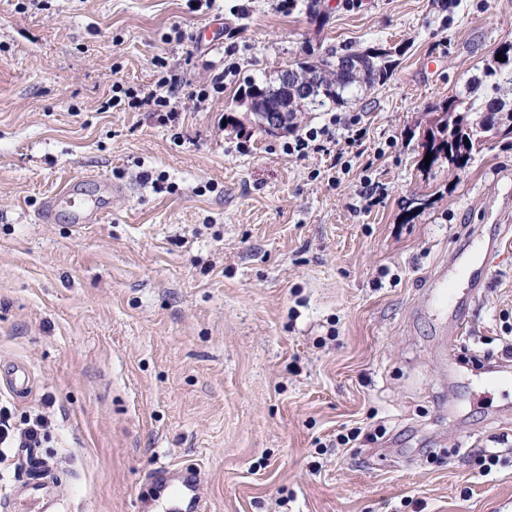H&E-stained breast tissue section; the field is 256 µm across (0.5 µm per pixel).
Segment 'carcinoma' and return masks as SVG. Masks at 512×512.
<instances>
[{"label":"carcinoma","instance_id":"1","mask_svg":"<svg viewBox=\"0 0 512 512\" xmlns=\"http://www.w3.org/2000/svg\"><path fill=\"white\" fill-rule=\"evenodd\" d=\"M498 54L502 60L486 63L481 75L466 82L465 90L432 107L435 117L424 131L421 142L422 154H431L430 164L445 161L454 171L465 170L473 151L489 136L477 128L473 116L500 112L504 118L512 120V42L503 43ZM393 70L391 54L382 47L347 50L336 55H317L311 51L288 68V91L251 81L244 96L256 108L261 99L286 94L288 111L297 121L305 113L328 105L339 108L360 101L368 90L385 82ZM312 73L320 76L316 93L302 97L295 91L296 83Z\"/></svg>","mask_w":512,"mask_h":512}]
</instances>
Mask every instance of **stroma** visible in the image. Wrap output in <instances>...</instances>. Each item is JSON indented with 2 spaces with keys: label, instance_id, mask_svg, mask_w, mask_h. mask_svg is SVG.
Wrapping results in <instances>:
<instances>
[{
  "label": "stroma",
  "instance_id": "stroma-1",
  "mask_svg": "<svg viewBox=\"0 0 512 512\" xmlns=\"http://www.w3.org/2000/svg\"><path fill=\"white\" fill-rule=\"evenodd\" d=\"M0 0V384L64 512H159L156 471L196 467L204 512H512V382L464 368L512 345V146L424 165L430 106L512 41V0ZM380 45L392 77L354 105L361 139L283 150L240 101L306 52ZM223 93L177 122L101 111L160 64ZM86 176L127 185L96 224ZM381 200L364 209L360 180ZM505 225L470 332L426 303L449 259ZM500 462L483 474L481 458Z\"/></svg>",
  "mask_w": 512,
  "mask_h": 512
}]
</instances>
